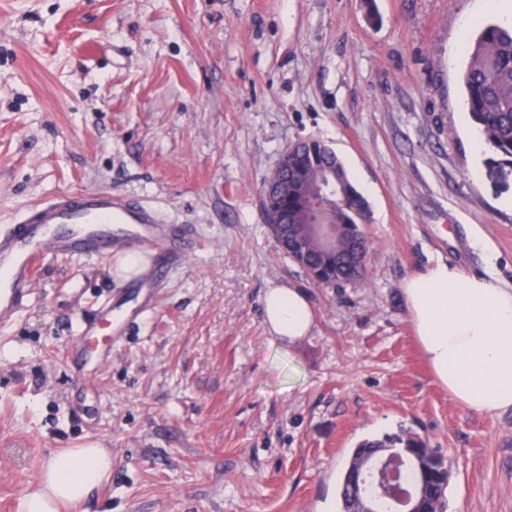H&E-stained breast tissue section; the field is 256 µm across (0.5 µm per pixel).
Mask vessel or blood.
<instances>
[{"instance_id":"1","label":"vessel or blood","mask_w":512,"mask_h":512,"mask_svg":"<svg viewBox=\"0 0 512 512\" xmlns=\"http://www.w3.org/2000/svg\"><path fill=\"white\" fill-rule=\"evenodd\" d=\"M199 243L192 230L163 223L153 207L111 191L59 192L29 208L17 223L0 226V319L24 306L37 264L46 254L92 257L132 250L163 252L180 262ZM96 334V325H83L67 347L69 359L87 364Z\"/></svg>"}]
</instances>
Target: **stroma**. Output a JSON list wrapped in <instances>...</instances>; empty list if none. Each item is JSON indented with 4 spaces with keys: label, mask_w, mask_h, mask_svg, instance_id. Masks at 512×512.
I'll return each mask as SVG.
<instances>
[{
    "label": "stroma",
    "mask_w": 512,
    "mask_h": 512,
    "mask_svg": "<svg viewBox=\"0 0 512 512\" xmlns=\"http://www.w3.org/2000/svg\"><path fill=\"white\" fill-rule=\"evenodd\" d=\"M489 21L512 0H0V225L106 189L203 238L147 315L114 258L43 261L0 322V512L66 448L112 452L76 512H338L352 449L411 433L452 470L447 512H512V408L435 383L403 294L440 259L512 284V191L464 114ZM299 139L368 202L366 273L340 288L265 222L263 183ZM288 283L313 308L292 343L262 310ZM107 295L124 331L84 382L64 350Z\"/></svg>",
    "instance_id": "1"
}]
</instances>
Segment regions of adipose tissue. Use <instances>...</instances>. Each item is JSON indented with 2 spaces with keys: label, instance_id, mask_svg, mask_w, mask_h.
Masks as SVG:
<instances>
[{
  "label": "adipose tissue",
  "instance_id": "ef3b65f1",
  "mask_svg": "<svg viewBox=\"0 0 512 512\" xmlns=\"http://www.w3.org/2000/svg\"><path fill=\"white\" fill-rule=\"evenodd\" d=\"M403 293L435 382L468 410L489 414L512 408V285L442 261L409 276ZM263 314L270 331L290 342L312 326L306 293L289 286L265 293ZM111 470L105 449L59 452L43 466L19 512H68Z\"/></svg>",
  "mask_w": 512,
  "mask_h": 512
}]
</instances>
